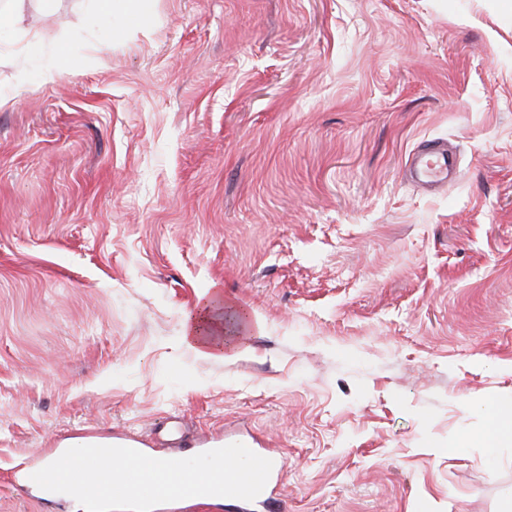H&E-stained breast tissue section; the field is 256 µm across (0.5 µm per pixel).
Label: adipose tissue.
<instances>
[{
    "label": "adipose tissue",
    "mask_w": 512,
    "mask_h": 512,
    "mask_svg": "<svg viewBox=\"0 0 512 512\" xmlns=\"http://www.w3.org/2000/svg\"><path fill=\"white\" fill-rule=\"evenodd\" d=\"M228 307L214 297H205L196 312L187 316L184 340L197 353L210 358L235 354L236 325L227 315ZM482 442L488 454H496L503 444L512 443V398L485 406Z\"/></svg>",
    "instance_id": "adipose-tissue-1"
}]
</instances>
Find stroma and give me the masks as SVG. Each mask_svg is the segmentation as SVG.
I'll list each match as a JSON object with an SVG mask.
<instances>
[{
	"label": "stroma",
	"instance_id": "obj_1",
	"mask_svg": "<svg viewBox=\"0 0 512 512\" xmlns=\"http://www.w3.org/2000/svg\"><path fill=\"white\" fill-rule=\"evenodd\" d=\"M37 47L34 56L22 46ZM53 66L55 82L40 71ZM461 180L403 170L422 141ZM221 289L233 358L184 317ZM512 0H26L0 43V512L59 443L248 431L284 512H502ZM406 174L416 187L434 192L459 177L456 151L444 143L418 147L408 158ZM485 428L482 442L489 455L497 453L505 443H512V398L500 399L491 405H483ZM43 467L45 466L39 459L37 461L29 460L11 472L10 481L18 491L26 494H34L39 499H44V496L47 495L49 491L40 488L31 479V475Z\"/></svg>",
	"mask_w": 512,
	"mask_h": 512
}]
</instances>
